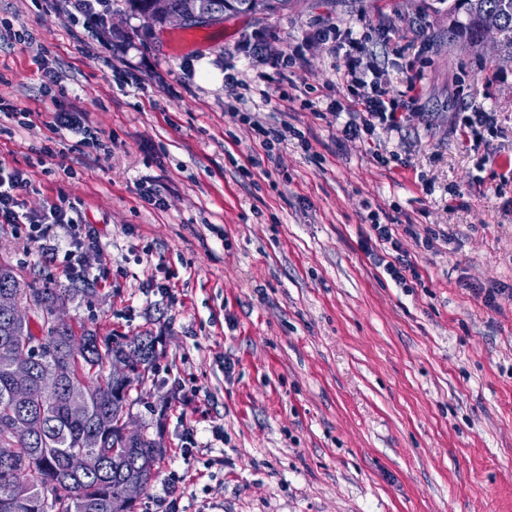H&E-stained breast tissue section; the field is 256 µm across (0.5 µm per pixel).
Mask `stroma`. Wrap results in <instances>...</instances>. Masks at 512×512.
<instances>
[{"label":"stroma","instance_id":"obj_1","mask_svg":"<svg viewBox=\"0 0 512 512\" xmlns=\"http://www.w3.org/2000/svg\"><path fill=\"white\" fill-rule=\"evenodd\" d=\"M430 2L298 0L173 29L112 0L90 33L70 0H0V20L36 38L0 49V96L32 113L25 127L0 117V163L38 183L31 212L65 192L81 232L49 226L44 258L0 225V259L27 283L89 280L71 323L157 336L132 412L161 427L167 456L137 512H512V51L449 43ZM320 22L413 43L396 61L371 43L391 96L419 77L403 127L343 138L349 116L331 106L348 58L316 38ZM255 32L305 61L242 91L224 75L249 72L238 47ZM39 56L108 156L51 129ZM474 102L498 120L475 142L454 123ZM235 112L292 124L310 146L266 156ZM377 150L402 165L381 167ZM370 205L395 221L412 287L376 264L382 245L365 249Z\"/></svg>","mask_w":512,"mask_h":512}]
</instances>
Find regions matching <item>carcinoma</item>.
I'll return each mask as SVG.
<instances>
[{
    "instance_id": "1",
    "label": "carcinoma",
    "mask_w": 512,
    "mask_h": 512,
    "mask_svg": "<svg viewBox=\"0 0 512 512\" xmlns=\"http://www.w3.org/2000/svg\"><path fill=\"white\" fill-rule=\"evenodd\" d=\"M295 0H197L204 12L229 10L245 14H273ZM435 11L448 14V37L462 44L483 38L481 17L494 12L501 18L499 42L512 50V0H436ZM10 290L19 302L34 300L49 311L58 302L84 297L90 288H52L22 284L18 271L0 260V291ZM133 354L140 367L126 380H115L105 371L114 358ZM159 354L156 337L132 340L100 336L92 329L65 323L48 325L38 314L29 324L17 326L0 312V512H135L136 506L121 496L123 483L136 477L145 487L158 475L167 448L139 433L128 439L123 419L133 406L131 392L144 383ZM32 367L34 376L24 398L17 399L13 367ZM64 376L53 392L43 390L40 376L58 364ZM84 402L81 415L70 412L71 401ZM22 421L31 427L28 438H16L10 424ZM83 451L96 459L93 469L75 473L67 468L70 454Z\"/></svg>"
}]
</instances>
